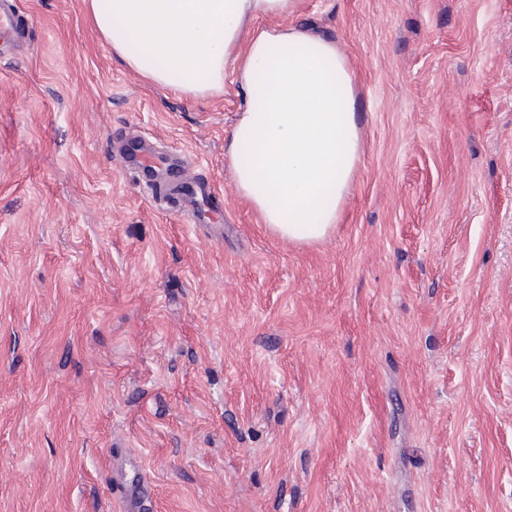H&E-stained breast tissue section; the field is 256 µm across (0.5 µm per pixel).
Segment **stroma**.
<instances>
[{
    "label": "stroma",
    "mask_w": 512,
    "mask_h": 512,
    "mask_svg": "<svg viewBox=\"0 0 512 512\" xmlns=\"http://www.w3.org/2000/svg\"><path fill=\"white\" fill-rule=\"evenodd\" d=\"M0 59V512H512V0H301L363 141L324 241L237 195L233 82L144 83L83 0ZM181 154L155 203L116 130ZM182 181L174 187L169 188V191H177L181 196V203L179 204V211L188 215L193 222H201L208 218L210 211L211 200L214 195L213 185L204 179L198 178L195 173H191L183 169L181 174ZM183 185H189L183 192H178L182 189Z\"/></svg>",
    "instance_id": "1"
}]
</instances>
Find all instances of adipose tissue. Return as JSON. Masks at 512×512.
<instances>
[{
    "label": "adipose tissue",
    "instance_id": "adipose-tissue-1",
    "mask_svg": "<svg viewBox=\"0 0 512 512\" xmlns=\"http://www.w3.org/2000/svg\"><path fill=\"white\" fill-rule=\"evenodd\" d=\"M300 0H84L97 35L152 86L246 100L224 156L238 194L275 236L324 239L362 156L355 86L334 41L279 20Z\"/></svg>",
    "mask_w": 512,
    "mask_h": 512
}]
</instances>
